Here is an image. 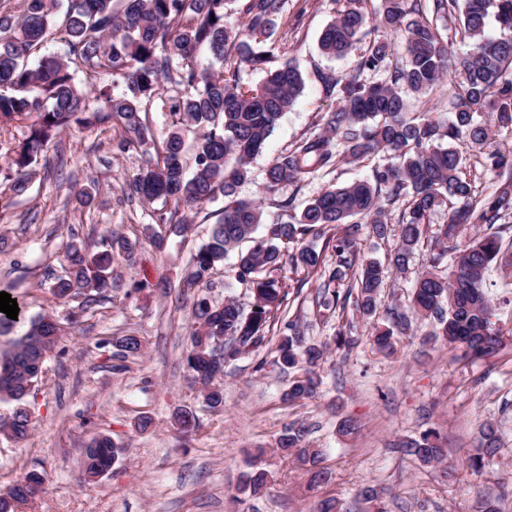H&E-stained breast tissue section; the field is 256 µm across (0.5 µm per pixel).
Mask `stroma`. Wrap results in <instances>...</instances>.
<instances>
[{"label": "stroma", "mask_w": 512, "mask_h": 512, "mask_svg": "<svg viewBox=\"0 0 512 512\" xmlns=\"http://www.w3.org/2000/svg\"><path fill=\"white\" fill-rule=\"evenodd\" d=\"M335 14V0H287L277 19L271 40L278 60L296 64L305 86L253 160L240 198L257 197L271 161L317 132L322 113L335 109L317 74H346L359 59L355 50L341 59L320 53L319 35ZM47 156L48 167L39 168L26 193L0 182V287L13 286L28 314L62 317L78 308L74 300H49L66 243L96 244L109 228L138 238L139 247L133 262L116 258L115 288L65 337L63 354L48 360L28 398L30 439L17 443L0 435V489L32 471L45 478L44 492L22 512H317L320 501L331 498L342 512H374L359 495L365 486L380 489L386 512H481L489 499L512 512V271L495 267L486 277L501 343L476 361L430 339L427 321L413 322L395 354L379 353L352 307L322 317L315 281L292 275L279 321L259 348L225 368L224 406L213 411L187 378L193 301L162 293L157 284L179 283L191 252L221 218L223 200L204 204L188 236H168L159 250L145 229L152 224L147 208L123 191L140 159L118 150L114 131L72 129ZM370 173L369 162L348 164L282 194L301 209L328 185ZM89 189L96 195L86 206L81 194ZM295 319L308 343L328 344L346 321L355 322L358 342L347 351L329 347L316 368L317 397L291 404L283 398L289 377L273 360L281 323ZM129 335L140 339L141 356L116 358L117 340ZM185 409L201 424L188 438L175 423ZM144 418L151 424L142 431L137 424ZM346 420L356 426L347 436L339 431ZM489 421L497 424L502 447L492 464L476 471L466 460L478 453ZM297 422L308 426L309 446L322 452L324 483L310 485L305 466L276 450L278 437ZM429 432L447 450V469L393 448ZM97 433L110 435L123 453L108 474L84 483L81 450ZM258 455L270 472V488L259 498L244 488Z\"/></svg>", "instance_id": "1"}]
</instances>
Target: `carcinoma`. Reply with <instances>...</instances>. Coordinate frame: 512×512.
Wrapping results in <instances>:
<instances>
[{"label": "carcinoma", "mask_w": 512, "mask_h": 512, "mask_svg": "<svg viewBox=\"0 0 512 512\" xmlns=\"http://www.w3.org/2000/svg\"><path fill=\"white\" fill-rule=\"evenodd\" d=\"M286 0H22L14 12H0V131L15 124L25 128L11 149L3 180L23 193L44 152L73 126L107 124L120 132V150L136 154L143 164L128 186L144 206L157 202L152 219L168 225L176 236L190 229L193 211L219 197L224 215L208 241L191 255L182 280L183 292L213 285L224 259L237 253L236 280L253 294L252 309L227 298L215 306L197 296L190 317V348L185 364L191 382L209 409L224 405V368L258 348L267 327L287 300L286 281L272 275L285 266L315 275L318 305L328 315L353 304L360 317L376 314L380 288L389 277L410 270L421 250L430 216L448 206V223L435 230L433 252L419 271L409 309L395 311L389 326H375L371 341L381 352L394 353V337L407 334L411 319L435 321L434 339L463 346L469 357L490 354L499 344L491 322L492 303L483 284L491 264L512 266V244H504L494 224L512 214V157L495 148L500 129L512 127V0H433V13L457 22V30L474 43L458 54L448 48L438 26L424 15L422 0H379L375 20L361 7L363 0H341L343 7L322 31V54L341 58L364 45L356 68L345 74L318 72L326 96L338 108L320 117L321 130L299 140L295 148L275 158L265 172L264 202L237 198V188L250 173L252 160L263 150L276 123L292 106L305 81L292 63L271 67L278 55L268 42L283 15ZM238 14L235 22L229 18ZM495 20L499 33L487 27ZM399 32L403 49L385 36ZM66 49L48 48L56 33ZM205 50L209 65L197 62ZM267 69L264 81L245 87L240 66ZM367 71L383 74L370 82ZM455 77L449 98L451 117L439 120L430 112L409 111L407 96H424L445 77ZM122 87L115 94L113 88ZM168 109L169 132L154 136L150 114L156 102ZM197 136L187 145L184 132ZM372 162L366 180L330 185L298 214L291 200L280 198L286 186H299L339 164ZM499 178L495 193L478 200L466 174L472 161ZM406 208L398 220V244L389 263L364 255L359 225L371 226L373 236H390L389 210L398 202ZM288 213V220L262 223L263 205ZM489 229L461 243L466 229ZM329 235L331 261L299 245L308 235ZM94 252L70 243L63 252L61 274L54 277L52 299L84 296L89 307L115 287L114 252L131 256L136 244L108 229ZM18 317L0 312V328L21 326L11 348L0 352V401L14 404L11 420L0 422V433L16 443L31 432L27 385L41 380L45 362L62 352L65 327L50 314L26 316L17 301ZM274 363L282 371L295 368L303 376L292 380L284 399L301 402L316 397L320 380L315 368L325 346L307 345L299 321L285 324ZM353 326L338 328L334 342L353 348ZM224 337V356L215 357L214 342ZM119 356H136V336L118 342ZM180 432L188 436L200 427L191 411L177 415ZM308 429L290 426L278 449L308 466L310 482L326 479L319 467L321 451L307 444ZM483 454L468 459L480 470L500 448L497 426L488 422L481 432ZM122 448L106 434H97L83 448L84 480H95ZM398 451L422 464H445L446 449L424 434L405 439ZM269 474L255 466L246 487L253 495L267 490ZM27 504L20 488L0 490V512H16Z\"/></svg>", "instance_id": "1"}]
</instances>
